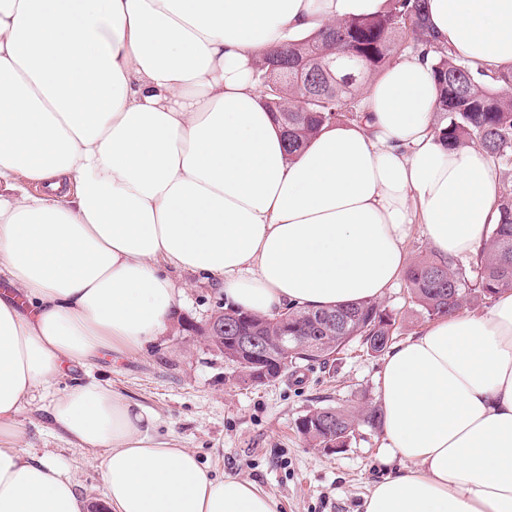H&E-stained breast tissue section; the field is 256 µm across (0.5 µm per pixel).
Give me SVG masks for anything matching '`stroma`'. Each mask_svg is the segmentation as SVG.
Returning a JSON list of instances; mask_svg holds the SVG:
<instances>
[{
  "instance_id": "stroma-1",
  "label": "stroma",
  "mask_w": 512,
  "mask_h": 512,
  "mask_svg": "<svg viewBox=\"0 0 512 512\" xmlns=\"http://www.w3.org/2000/svg\"><path fill=\"white\" fill-rule=\"evenodd\" d=\"M176 279L184 293L169 332L144 351L97 359L90 375L154 410L159 434L194 451L214 476L253 482L275 496L283 512H363L374 485L405 468L400 458H389L382 431L358 426L348 447L330 453L305 441L296 423L316 407L377 404L382 358L366 355L353 341L328 365L303 361L274 383H244L195 332L223 310L220 285L188 271ZM380 303L396 315L399 341L428 324L405 282ZM17 421L22 450L55 455L71 470L91 512H105L100 454L60 439L45 403L25 405Z\"/></svg>"
}]
</instances>
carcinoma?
Masks as SVG:
<instances>
[{
    "mask_svg": "<svg viewBox=\"0 0 512 512\" xmlns=\"http://www.w3.org/2000/svg\"><path fill=\"white\" fill-rule=\"evenodd\" d=\"M426 0H386L382 12L350 17L308 36L288 39L275 64H259L255 79L264 87L266 107L287 132L286 151L293 158L325 128L362 118L360 90L369 77L407 53L431 57L438 90L434 130L450 147L473 146L489 157H512V65L476 70L441 45L428 26ZM501 221L488 227L476 256V278L451 260L432 257L411 265L405 274L413 302L431 320L449 316L512 289V185L498 197ZM232 336H256L278 349L276 337L288 335L318 342L309 348L289 343L288 364L300 361L326 365L353 340L366 353L381 356L398 333L396 317L375 301L325 309L290 306L272 316L240 309L224 310ZM372 429L383 424L381 408L357 411L317 407L303 415L297 430L314 446L351 439L355 425Z\"/></svg>",
    "mask_w": 512,
    "mask_h": 512,
    "instance_id": "1",
    "label": "carcinoma"
}]
</instances>
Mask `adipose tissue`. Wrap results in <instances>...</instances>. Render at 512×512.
Returning a JSON list of instances; mask_svg holds the SVG:
<instances>
[{
    "mask_svg": "<svg viewBox=\"0 0 512 512\" xmlns=\"http://www.w3.org/2000/svg\"><path fill=\"white\" fill-rule=\"evenodd\" d=\"M385 0H0V512H84L68 467L24 453L17 416L100 451L108 512H279L157 433L143 404L65 370L164 336L175 270L272 315L383 297L421 225L445 258L499 219L489 157L432 129L429 63L364 89V118L295 159L253 64L297 33ZM441 44L512 65V0H428ZM41 184L31 192L29 183ZM386 448L407 472L364 512H512V291L394 346L379 378Z\"/></svg>",
    "mask_w": 512,
    "mask_h": 512,
    "instance_id": "ef3b65f1",
    "label": "adipose tissue"
}]
</instances>
